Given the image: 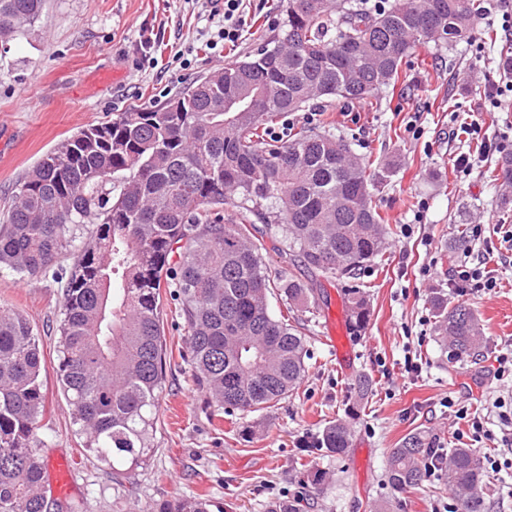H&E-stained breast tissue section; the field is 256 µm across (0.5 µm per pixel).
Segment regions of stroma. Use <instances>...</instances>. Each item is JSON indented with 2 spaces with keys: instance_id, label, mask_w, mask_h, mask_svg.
I'll return each instance as SVG.
<instances>
[{
  "instance_id": "obj_1",
  "label": "stroma",
  "mask_w": 512,
  "mask_h": 512,
  "mask_svg": "<svg viewBox=\"0 0 512 512\" xmlns=\"http://www.w3.org/2000/svg\"><path fill=\"white\" fill-rule=\"evenodd\" d=\"M148 30L158 39L152 63L142 67L139 45ZM210 36L204 0H45L41 27L0 42V212L10 205L16 181L62 140L223 69L219 50L208 46ZM511 53L512 40L484 16L470 38L431 44L409 57L379 105L314 102V128L344 137L369 163L375 201L390 227L385 256L358 275L370 316L365 330L349 338L355 366L340 373L326 341L329 310H345V283L318 276L328 311L305 324L310 356L299 388L260 412L216 414L183 358L186 324L170 296H163L171 366L159 395L154 448L142 467L113 474L82 446L56 387L60 285L0 267V306L29 320L47 360L42 454L70 461L73 512H167L191 497L209 501L211 512H287L291 506L297 512H377L385 500L391 512H444L454 502L437 477L391 491L384 465L389 451L414 433L445 448L458 446L465 425L449 416L447 398L476 407L500 390L496 358L502 343L512 340V261L503 239L512 230V205L503 206L501 198L512 189L488 178L500 155L465 178L454 161L471 144L459 130L461 119L476 116L491 135L512 130V102L495 112L481 107L485 85L503 77L500 56ZM416 112L422 126L417 137L407 128ZM453 129L458 135L452 139ZM460 224L484 225L474 250H493L496 291L461 293L449 282L450 270L464 258L454 243ZM436 288L474 309L488 344L478 361L449 362L430 304ZM409 349L421 357L419 374L403 370ZM361 375L371 381L363 399L353 389ZM336 418L352 430L341 456L315 447L325 423ZM315 471L324 475L317 490L307 481Z\"/></svg>"
}]
</instances>
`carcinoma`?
I'll list each match as a JSON object with an SVG mask.
<instances>
[{
    "label": "carcinoma",
    "mask_w": 512,
    "mask_h": 512,
    "mask_svg": "<svg viewBox=\"0 0 512 512\" xmlns=\"http://www.w3.org/2000/svg\"><path fill=\"white\" fill-rule=\"evenodd\" d=\"M44 4L0 0V40L42 23ZM482 9L483 0H386L373 12L352 0H282L278 28L253 51L160 105L79 131L16 182L0 221V266L62 286L56 382L86 450L118 472L153 449L165 286L187 325L194 380L217 410L256 412L295 391L309 349L293 313L318 312L313 274L356 278L384 255L388 227L368 164L342 138L300 130L273 139L271 123L315 99L377 97L417 48L469 37ZM256 96L261 111H243ZM237 196L281 231L276 249L298 273H272L263 243L224 223V204ZM274 294L288 316L270 314ZM344 299L349 330L362 331L366 292L352 286ZM430 303L448 361L478 360L485 336L474 311L441 291ZM45 371L33 326L0 307V512L70 509L44 489ZM350 441V426L333 420L317 447L342 455ZM432 466L458 512H486L485 475L470 448L410 435L391 449L385 477L400 492Z\"/></svg>",
    "instance_id": "obj_1"
}]
</instances>
